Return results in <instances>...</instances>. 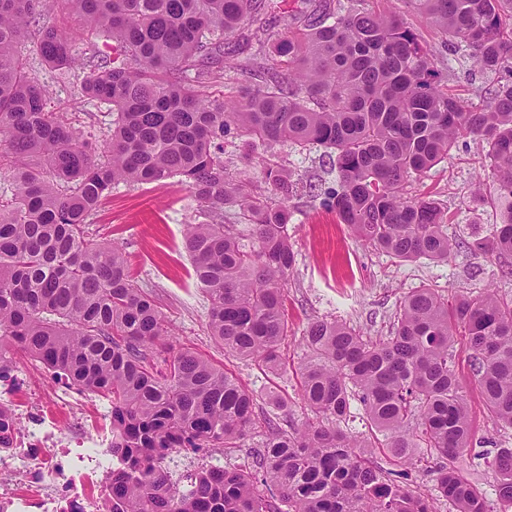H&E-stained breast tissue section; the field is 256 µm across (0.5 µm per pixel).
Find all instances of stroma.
I'll list each match as a JSON object with an SVG mask.
<instances>
[{
  "label": "stroma",
  "instance_id": "stroma-1",
  "mask_svg": "<svg viewBox=\"0 0 512 512\" xmlns=\"http://www.w3.org/2000/svg\"><path fill=\"white\" fill-rule=\"evenodd\" d=\"M371 6L399 11L416 28L448 75V85L468 96L480 89L492 90L500 77L481 70L467 55H455L424 18L410 10L402 0H369ZM33 73L50 93L47 108L69 112L84 133L104 139L110 132V104L81 97L77 93L83 73L70 70L67 79L42 66L37 55H30ZM242 139L224 144V165L234 176H247L257 192L279 202L280 196L266 183L258 164H246ZM483 145L469 141L454 150L451 159L428 171L416 185L420 194H430L448 208L452 220L448 236L456 245L450 261L433 262L425 258L401 261L368 247L346 225L336 220L317 198L313 187L336 182L333 159L326 149L303 150L291 145L278 146L274 154L291 173L294 192L288 199L292 248L295 266L284 289L287 295L288 339L284 349L285 370L272 375L255 362L239 359L225 351L207 329L209 302L193 277L190 257L185 249L187 225L210 222L211 214L179 179L165 183L115 184L110 196L93 218L92 228L99 240L115 242L129 257L136 284L155 299L171 329L173 347L188 346L210 358L217 366L232 371L254 395L256 419H270L284 429L315 422V415L300 395L299 368L304 360L303 337L308 326L322 319H339L371 336L387 335L405 295L412 290L435 285L453 294L478 295L486 290L512 295V274L503 273L500 264L473 255L466 247L476 236L490 234L495 218L491 209L474 203L476 184L471 164L482 154ZM15 367L29 381V395L40 406L54 405L59 383L51 370L38 361L14 356ZM457 374L465 387L468 405L485 449L496 452L512 448V429H504L487 419L481 392L467 360H460ZM287 398L288 406L276 408L274 397ZM211 465H250L251 446L210 448L189 455L174 454L169 466L175 480L190 471L191 462Z\"/></svg>",
  "mask_w": 512,
  "mask_h": 512
}]
</instances>
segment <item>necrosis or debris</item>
Masks as SVG:
<instances>
[{
    "label": "necrosis or debris",
    "mask_w": 512,
    "mask_h": 512,
    "mask_svg": "<svg viewBox=\"0 0 512 512\" xmlns=\"http://www.w3.org/2000/svg\"><path fill=\"white\" fill-rule=\"evenodd\" d=\"M25 379L8 370L0 376V421L8 438L0 448V512H107L111 499L101 448L110 430H91L70 395L47 415L22 395Z\"/></svg>",
    "instance_id": "obj_1"
}]
</instances>
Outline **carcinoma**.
<instances>
[{
    "label": "carcinoma",
    "mask_w": 512,
    "mask_h": 512,
    "mask_svg": "<svg viewBox=\"0 0 512 512\" xmlns=\"http://www.w3.org/2000/svg\"><path fill=\"white\" fill-rule=\"evenodd\" d=\"M93 44L78 94L112 104V135L98 145L66 112L46 110L48 92L22 53L25 43L64 74L74 37L47 21L44 0H0V166L15 185L0 197V369L21 353L62 379L112 401L108 455L111 512H437L402 486L396 466L429 451L433 490L448 512H491L460 461L492 470L499 512H512V448L475 450L476 428L457 376L465 346L486 416L512 428V296H449L424 285L400 304L388 336L373 338L338 320L304 336L301 397L321 418L289 430L266 423L251 468L210 465L172 480L166 461L183 450L239 448L258 432L254 397L238 378L189 347L166 345L169 327L130 275L125 252L90 238L89 226L118 182L179 177L223 214L239 208L257 248L245 249L216 223L189 224L185 248L206 294L208 331L224 349L271 374L283 366L288 316L282 281L295 264L289 213L224 172V136L245 137L283 197L293 184L271 149L319 146L336 158V187L324 193L339 223L399 260L448 261L447 209L413 185L450 159L459 141L486 153L476 198L495 212L493 232L467 243L489 260L512 257V0H402L443 41L483 70L501 72L479 100L448 91L421 34L365 0L290 17L275 36L274 0H58ZM257 43L268 78L233 102L203 90L224 82V56ZM358 401L374 434L340 429Z\"/></svg>",
    "instance_id": "1"
}]
</instances>
